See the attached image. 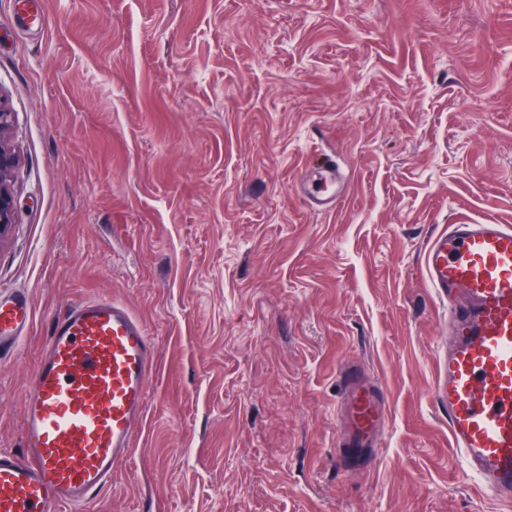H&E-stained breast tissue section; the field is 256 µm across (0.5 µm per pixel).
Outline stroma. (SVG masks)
Here are the masks:
<instances>
[{"label":"stroma","mask_w":512,"mask_h":512,"mask_svg":"<svg viewBox=\"0 0 512 512\" xmlns=\"http://www.w3.org/2000/svg\"><path fill=\"white\" fill-rule=\"evenodd\" d=\"M20 155L0 292L34 321L0 360V450L51 320L124 303L158 347L134 452L86 512H512L433 398L448 305L433 237L512 224V0H0ZM349 178L336 210L297 187ZM390 409L336 463L339 371ZM347 183L348 176L337 161L323 154L301 172L298 185L314 209L329 212L334 211L343 198Z\"/></svg>","instance_id":"35a3bbf8"}]
</instances>
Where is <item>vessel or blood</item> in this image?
I'll return each mask as SVG.
<instances>
[{"label": "vessel or blood", "instance_id": "obj_1", "mask_svg": "<svg viewBox=\"0 0 512 512\" xmlns=\"http://www.w3.org/2000/svg\"><path fill=\"white\" fill-rule=\"evenodd\" d=\"M348 176L319 156L298 182L316 210H335ZM428 281L448 301V348L433 393L465 472L512 505V226L459 221L424 256ZM33 304L0 296V359L21 346ZM157 348L125 305L100 298L52 320L24 395L23 448L0 450V512H80L133 451ZM336 460L363 472L377 455L388 397L358 364L339 373Z\"/></svg>", "mask_w": 512, "mask_h": 512}]
</instances>
